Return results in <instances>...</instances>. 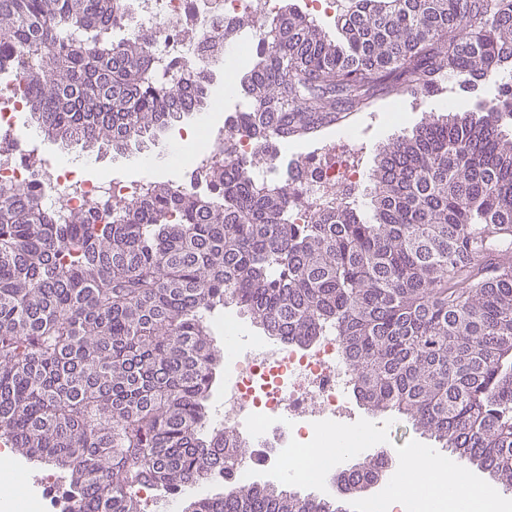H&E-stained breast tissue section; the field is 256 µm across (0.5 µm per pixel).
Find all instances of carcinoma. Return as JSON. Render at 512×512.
Returning a JSON list of instances; mask_svg holds the SVG:
<instances>
[{
  "label": "carcinoma",
  "mask_w": 512,
  "mask_h": 512,
  "mask_svg": "<svg viewBox=\"0 0 512 512\" xmlns=\"http://www.w3.org/2000/svg\"><path fill=\"white\" fill-rule=\"evenodd\" d=\"M127 0H0V79L63 145L122 152L210 104V78L112 39ZM339 37L284 9L261 22L224 131L280 143L453 78L512 97V0H348ZM253 19L202 36L223 54ZM512 100L440 114L381 150L370 212L355 201L309 224L288 182L254 159L205 169L206 188L156 183L111 220L61 221L33 191L0 187V441L70 477L67 512H142L140 492L217 480L248 443L210 428L224 355L206 313L235 305L302 347L336 331L353 394L395 412L459 463L512 491ZM391 467H352L332 499L271 482L187 512H348Z\"/></svg>",
  "instance_id": "1"
}]
</instances>
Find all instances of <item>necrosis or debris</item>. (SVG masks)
I'll return each mask as SVG.
<instances>
[{
	"instance_id": "necrosis-or-debris-1",
	"label": "necrosis or debris",
	"mask_w": 512,
	"mask_h": 512,
	"mask_svg": "<svg viewBox=\"0 0 512 512\" xmlns=\"http://www.w3.org/2000/svg\"><path fill=\"white\" fill-rule=\"evenodd\" d=\"M280 11L279 0H136L132 11L120 19L117 30L134 37L140 30L154 34L153 48L169 56L189 72L203 69V58L189 30H212L216 20L230 21L250 13L265 20ZM25 103L11 83L0 81V186L34 188L52 207L69 211L96 205L99 218H107L106 202L135 200L142 196V181L101 178L89 181L75 171L56 164L33 168L23 158L24 149L12 132ZM202 148L182 162L183 187L203 186L201 159L224 157L223 136L197 131ZM359 138L341 133L332 143L308 154L303 172L291 183L294 195L292 220L309 223L315 212L346 201L362 179L358 164ZM235 320H227L225 345L224 412L219 427L236 431L259 449L264 464L281 470L285 459L306 468L307 449L317 447L324 433L335 431L338 422L351 418L353 375L343 359L337 336L320 337L313 345L297 347L285 342H256L245 353H237L233 331Z\"/></svg>"
}]
</instances>
